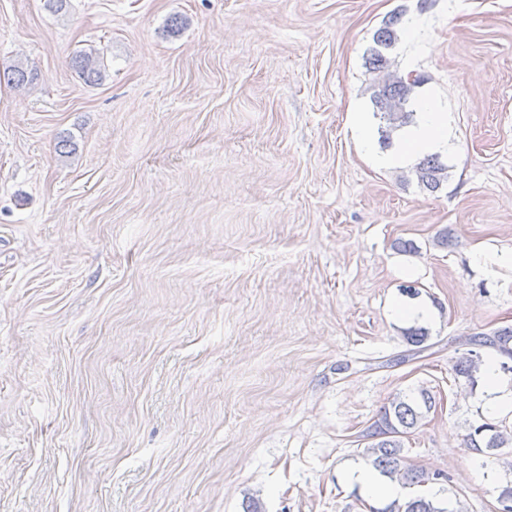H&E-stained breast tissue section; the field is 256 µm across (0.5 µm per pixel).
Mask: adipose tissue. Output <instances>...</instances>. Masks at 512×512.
Instances as JSON below:
<instances>
[{
	"label": "adipose tissue",
	"instance_id": "adipose-tissue-1",
	"mask_svg": "<svg viewBox=\"0 0 512 512\" xmlns=\"http://www.w3.org/2000/svg\"><path fill=\"white\" fill-rule=\"evenodd\" d=\"M414 109L410 123L397 131L391 148L381 154L376 151L367 113H354L352 128L363 147L368 152L377 153L379 162L385 166H406L423 155L452 151L449 116L440 99L432 93H422L415 100Z\"/></svg>",
	"mask_w": 512,
	"mask_h": 512
}]
</instances>
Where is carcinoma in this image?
<instances>
[{"mask_svg": "<svg viewBox=\"0 0 512 512\" xmlns=\"http://www.w3.org/2000/svg\"><path fill=\"white\" fill-rule=\"evenodd\" d=\"M400 17L395 15L385 26L374 35L375 47L371 49L368 59V71L372 74L369 85L371 99L385 121L386 128L382 131V144H391V132L406 124L413 116L410 101L414 87L424 82V77L416 75L402 78L389 72V61L384 51L392 48L398 38L395 25ZM72 66L85 84L95 86L105 78L106 67L103 60L95 51H84L75 56ZM33 72L21 64L13 65L0 73V81L21 88L32 82ZM448 166L441 162L437 155L423 158L414 170L419 184L430 192L439 190L447 180ZM471 344L478 347H491L502 356L512 359V326L501 327L491 335H479L471 339ZM481 363L480 355L470 354L462 358L455 366L459 376L475 382ZM436 407L434 396L426 389L418 391V396L398 395L367 428L365 437L377 439L371 448L374 455L373 466L383 475L398 479L402 486H423L430 481L446 478L442 473L429 474L422 469L404 467L403 438L413 433V430L426 415ZM467 441L473 450H496L512 446V432L493 423H482L469 433ZM381 512H447L435 506L432 500L423 496L413 497L403 503L395 500Z\"/></svg>", "mask_w": 512, "mask_h": 512, "instance_id": "carcinoma-1", "label": "carcinoma"}]
</instances>
